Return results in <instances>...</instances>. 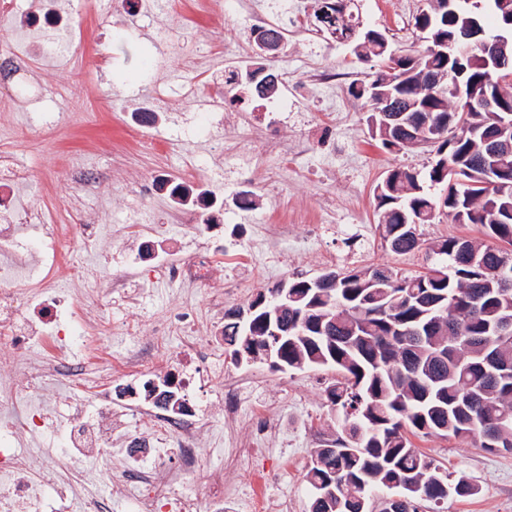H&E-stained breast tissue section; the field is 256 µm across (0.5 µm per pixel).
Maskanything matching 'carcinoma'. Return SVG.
<instances>
[{
	"mask_svg": "<svg viewBox=\"0 0 512 512\" xmlns=\"http://www.w3.org/2000/svg\"><path fill=\"white\" fill-rule=\"evenodd\" d=\"M341 14L346 40L358 58H376L379 68L351 86L357 99L376 116L367 87L392 88L399 73L387 70L390 49L366 40L355 0H328ZM482 18L498 30L512 17V0H479ZM434 10L415 16V26L448 37L450 28H434ZM434 64L448 72V61L428 48L407 54L402 72ZM258 61L244 72L234 70L225 92L237 97H271ZM263 75L245 82L243 75ZM485 71L473 64L463 75L447 78L437 91H422L413 78L404 80L401 103L411 109L408 124L383 131L375 126L383 148L405 147L415 127L436 120L456 124L451 141L423 140L433 157L425 173L405 168L387 171L375 188L383 239L395 254L421 246L418 227L431 224L443 211L454 221L479 224L493 243L462 237L428 244L431 266L404 274L386 266L329 270L314 278L288 282V309L282 324L294 328L288 341L273 350L270 366L285 371L304 366L328 367L340 375L326 389L338 412L336 437L314 451L306 473L313 490L310 512H370L373 494L399 491L397 509L417 512L418 501L439 504L450 497L469 498L479 488L465 477H452L413 448L410 437L440 435L470 439L490 451L512 452V176L494 164L512 168V155L489 160L486 138L504 141L511 133L499 128V112H464L456 86H480ZM458 112H450L451 102ZM224 342L237 362L263 358L270 339L263 310L246 321L241 312L226 313Z\"/></svg>",
	"mask_w": 512,
	"mask_h": 512,
	"instance_id": "carcinoma-1",
	"label": "carcinoma"
}]
</instances>
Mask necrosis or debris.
Masks as SVG:
<instances>
[{
    "mask_svg": "<svg viewBox=\"0 0 512 512\" xmlns=\"http://www.w3.org/2000/svg\"><path fill=\"white\" fill-rule=\"evenodd\" d=\"M213 206L212 196H195L193 209L202 221L184 227L189 255L184 261L160 267L165 277L185 290L176 312L158 315L154 327L158 337L179 342L177 367L165 381L179 405L171 408L144 395L127 402V410L149 429L144 446L151 448L152 454L148 465L140 468L135 461L141 448L124 446L120 450L123 463L117 468L110 448L121 424L112 414V380L152 373L163 356L128 355L113 363L110 378L94 376L99 362L96 355H84L74 364L66 363L63 356L72 313H79L85 331L98 333L99 312L115 298L125 304L128 314L113 323V335L139 336L140 295L129 290L125 280H113L105 289L85 296L80 307H73L56 290L61 258L101 248L102 238L91 225L52 223L47 214L25 210L14 197L0 192V512H44L43 486L48 481L53 482L56 494L54 512H70L78 494L70 475L78 468L80 453L88 448L101 452L98 480L110 486L115 495L133 497L138 512H156L162 501L171 505V512H205V501L187 494L185 487L197 473L196 444L209 426L191 396L201 376L218 360L220 348L210 343L207 334L224 320L223 295L211 296L203 310L194 303L195 289L224 261L223 252L204 249L197 241L216 222L211 214ZM34 230L41 232L52 250L44 261L47 272L37 281L28 272L32 252L25 243ZM60 374L81 386L97 407V417L91 422L84 421L81 412L71 415L72 454L64 463L49 456L21 453L18 447L23 436L44 429L48 414L36 399L47 396L48 378Z\"/></svg>",
    "mask_w": 512,
    "mask_h": 512,
    "instance_id": "1",
    "label": "necrosis or debris"
}]
</instances>
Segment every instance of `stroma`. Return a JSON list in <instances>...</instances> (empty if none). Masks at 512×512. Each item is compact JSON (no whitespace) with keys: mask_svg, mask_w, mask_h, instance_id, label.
I'll use <instances>...</instances> for the list:
<instances>
[{"mask_svg":"<svg viewBox=\"0 0 512 512\" xmlns=\"http://www.w3.org/2000/svg\"><path fill=\"white\" fill-rule=\"evenodd\" d=\"M155 2V15L149 19L127 11L123 0H97L87 12L60 11L57 27L37 33L35 39L54 43L57 53L51 59L33 49V41L21 39L25 16H0V40L14 36L13 51L28 70L24 84L11 72L0 75V153L12 155L25 174L22 206L52 211L61 224L95 223L111 237V253L77 257L96 266L98 283L124 274L141 237L155 225H167L170 238L180 239L173 202L146 193L149 184L163 178L192 182L223 200L220 229L201 239L209 248L247 246L257 224L289 225L296 238L307 234L310 225L324 227L316 250H289L287 262L279 267L252 268L225 260L198 288V306L220 290L225 308L247 309L263 289L326 272V254L335 256L340 268L388 265L406 274L425 270V250L397 255L381 239L376 184L396 167L424 170L429 154L421 148L389 151L371 139L366 107L348 88L374 72L376 60H360L352 45L320 32L292 33L269 62L289 74L277 95L234 101L224 92V70L254 55L246 13L232 11L229 0H206L202 12L177 0ZM358 5L361 26L383 33L391 49L422 48L414 18L425 0H358ZM314 65L341 74L334 95L311 92L309 71ZM140 112L156 115L144 129L143 143L126 135ZM242 113L247 121H239ZM246 133L253 136L260 158L242 168L228 158L227 147ZM152 138L167 142L165 156L152 153ZM272 141L306 145L310 157L285 166L281 157L268 152ZM84 171L96 174L100 185L83 187ZM243 191L251 201L246 210L233 204ZM142 270L135 283L142 292L141 337L119 339L108 332L97 338L86 335L77 322L73 359L95 346L121 358L143 347L144 337L152 333V316L178 309L180 287L153 274L150 263H143ZM98 283L88 284V292H95ZM238 375L253 378L255 385L238 410L236 440H253L255 411L261 408L277 422L279 443L275 453L241 456L225 471V495L261 473L268 477V497H287L288 512H309L312 490L305 474L311 456L336 432V412L326 397L336 373L316 367L281 372L260 360L239 364L227 354L220 375L206 386V402L217 403L223 378ZM51 389L61 399L51 427L24 445L63 459L69 452L67 422L82 395L64 379ZM414 444L452 476H465L480 489L472 498L438 505L419 502L418 512H512V454L450 437L418 438ZM197 448L200 468L189 488L206 499V473L225 464L220 423L201 436Z\"/></svg>","mask_w":512,"mask_h":512,"instance_id":"stroma-1","label":"stroma"}]
</instances>
